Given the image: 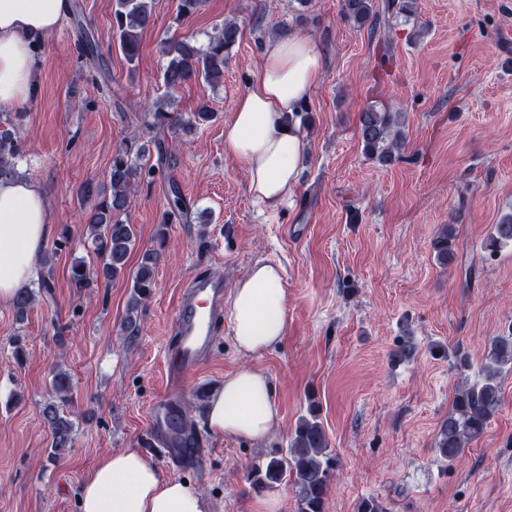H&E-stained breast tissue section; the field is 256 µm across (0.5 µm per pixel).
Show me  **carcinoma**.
Segmentation results:
<instances>
[{"instance_id": "cac0c4a2", "label": "carcinoma", "mask_w": 512, "mask_h": 512, "mask_svg": "<svg viewBox=\"0 0 512 512\" xmlns=\"http://www.w3.org/2000/svg\"><path fill=\"white\" fill-rule=\"evenodd\" d=\"M344 17L359 25L373 15L372 0H342ZM155 23L154 0H114L112 6V32L118 45L131 65L139 60L141 34ZM240 35L234 22H226L214 29L205 44H198L191 36L171 37L161 44V52L167 62L162 71L164 93L145 109L146 126L151 130L189 131L201 123L213 119V112L205 104L185 120L172 110L174 94L192 82H202L214 89L224 82V63ZM82 57L95 59L97 44L94 34L82 30L78 43ZM403 113L372 104L359 113L358 131L363 150L370 159L389 164L402 158L406 136L402 130ZM146 147L130 142L112 154L105 182H86L80 188L83 197H95L96 203L87 213L86 235L101 257V266L93 271L82 260L70 267V282L82 291L90 288L98 279L115 280L124 276L128 257L136 246L133 225L128 222L131 210V188L143 176L154 174V167L147 166ZM24 156L20 138L8 113L0 115V180L21 176L18 162ZM168 209L158 230L164 239L165 229L171 217H183L188 204L177 183L169 186ZM455 229L450 224L441 227L432 240L437 260L449 265L456 259L454 249ZM512 245V213L494 225L483 243L489 254ZM161 259L157 248L146 249L132 277L131 297L124 320L126 330L136 328L138 311L150 297L154 285L155 270ZM50 284L46 277L38 280V289H19L14 300L18 316H24L37 301L36 291H47ZM506 368H512V329L494 337L489 343L483 376L473 383H463L455 390L451 410L442 422L436 449L441 458L453 462L463 456L469 445L480 438L491 418L502 404L498 376ZM58 401L44 405L42 417L51 432L52 454L61 455L72 447L73 423L63 416L60 405L69 400L70 377L56 371L52 379ZM326 431L318 421L314 409L302 416L291 435L287 452L273 456L260 464L252 463L246 471V481L256 492L273 488L289 481L298 489V512H326L332 458Z\"/></svg>"}]
</instances>
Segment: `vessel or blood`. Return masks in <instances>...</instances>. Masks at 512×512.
<instances>
[{
	"mask_svg": "<svg viewBox=\"0 0 512 512\" xmlns=\"http://www.w3.org/2000/svg\"><path fill=\"white\" fill-rule=\"evenodd\" d=\"M224 318V281L194 276L184 288L172 321V346L166 354L169 393L152 408V421L161 434L163 458H178L184 449L180 420L173 405L187 380L208 360L219 324Z\"/></svg>",
	"mask_w": 512,
	"mask_h": 512,
	"instance_id": "obj_1",
	"label": "vessel or blood"
}]
</instances>
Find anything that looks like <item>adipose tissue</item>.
Returning <instances> with one entry per match:
<instances>
[{"mask_svg": "<svg viewBox=\"0 0 512 512\" xmlns=\"http://www.w3.org/2000/svg\"><path fill=\"white\" fill-rule=\"evenodd\" d=\"M70 0H0V103H21L38 90L34 37L53 32ZM323 66L315 44L297 34L268 42L247 89L224 124V151L245 163L248 191L267 210L279 209L301 179L309 142L288 120L311 95ZM52 222L42 187L31 180L0 181V305L36 273ZM284 269L255 264L229 300L232 339L246 356L278 346L287 330ZM280 419L267 377L242 368L224 377L206 408L211 432L259 442ZM79 512H206L197 486L162 478L134 450L101 457L78 494Z\"/></svg>", "mask_w": 512, "mask_h": 512, "instance_id": "obj_1", "label": "adipose tissue"}]
</instances>
